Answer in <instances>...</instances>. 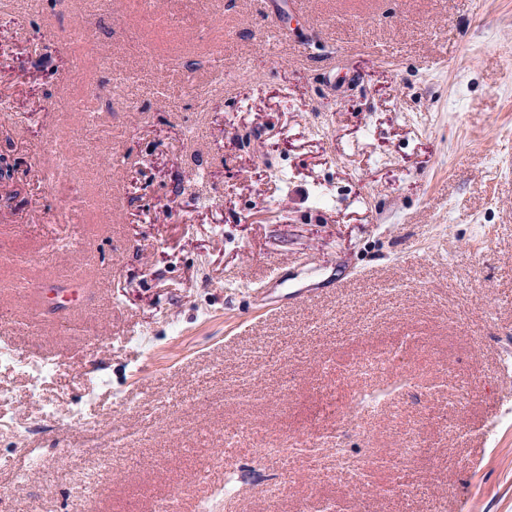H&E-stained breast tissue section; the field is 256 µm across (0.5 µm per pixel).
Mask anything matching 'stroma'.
Masks as SVG:
<instances>
[{"mask_svg":"<svg viewBox=\"0 0 512 512\" xmlns=\"http://www.w3.org/2000/svg\"><path fill=\"white\" fill-rule=\"evenodd\" d=\"M0 0V310L29 256L37 276L91 280L87 311L65 309L71 332L12 326L24 351L53 358L41 399L0 370L12 402L0 412V499L9 512H304L333 499L343 512H512V0ZM287 9V37L268 15ZM83 23L98 54L64 77L65 35ZM346 52L330 69L328 55ZM250 73L227 85L215 71ZM118 70L140 80L111 92ZM94 95L111 133L61 112ZM72 168L44 178L57 150ZM75 236L95 255L56 249ZM398 350L410 384L354 372ZM374 389V410L344 414ZM478 396L446 414L460 391ZM96 393L100 433L52 423ZM135 409H125L127 401ZM421 454L370 472L369 492L337 485L333 464L296 471L274 502L266 450L289 443L355 459L395 452L408 425ZM247 429L226 454L225 429ZM35 429L32 443L19 439ZM81 471L100 477L83 497ZM409 484L405 496L380 488Z\"/></svg>","mask_w":512,"mask_h":512,"instance_id":"stroma-1","label":"stroma"}]
</instances>
